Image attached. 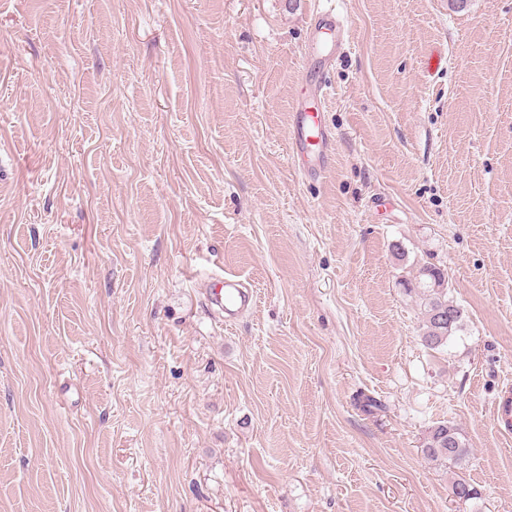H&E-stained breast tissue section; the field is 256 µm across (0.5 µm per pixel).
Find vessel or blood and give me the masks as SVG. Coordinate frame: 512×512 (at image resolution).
I'll list each match as a JSON object with an SVG mask.
<instances>
[{
    "mask_svg": "<svg viewBox=\"0 0 512 512\" xmlns=\"http://www.w3.org/2000/svg\"><path fill=\"white\" fill-rule=\"evenodd\" d=\"M348 38V26L335 7L316 12L308 26L311 61L319 69L330 68L346 46ZM326 95L324 79L311 77L307 80L306 92L297 96L293 106L290 158L298 171L310 178L324 175L333 153L332 133L318 112ZM207 299L223 313L228 322L238 321L256 303L254 290L233 278L225 279L221 287L209 289Z\"/></svg>",
    "mask_w": 512,
    "mask_h": 512,
    "instance_id": "b4317fda",
    "label": "vessel or blood"
}]
</instances>
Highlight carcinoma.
<instances>
[{"instance_id": "cac0c4a2", "label": "carcinoma", "mask_w": 512, "mask_h": 512, "mask_svg": "<svg viewBox=\"0 0 512 512\" xmlns=\"http://www.w3.org/2000/svg\"><path fill=\"white\" fill-rule=\"evenodd\" d=\"M415 285L406 291L416 293L424 310L422 341L431 350H439L463 323V309L448 299V280L443 270L423 263L414 277ZM426 458L433 462L460 465L468 456V448L461 439L460 430L450 423H439L430 428L423 448ZM453 495L469 500L478 495L477 489L459 477L452 484Z\"/></svg>"}]
</instances>
